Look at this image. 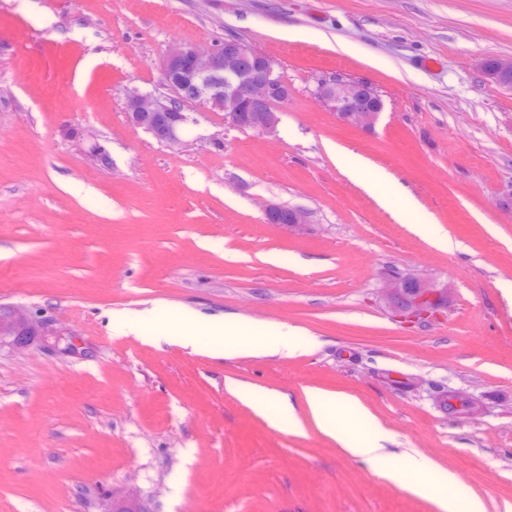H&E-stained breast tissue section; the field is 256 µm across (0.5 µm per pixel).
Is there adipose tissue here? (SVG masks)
<instances>
[{
	"label": "adipose tissue",
	"mask_w": 512,
	"mask_h": 512,
	"mask_svg": "<svg viewBox=\"0 0 512 512\" xmlns=\"http://www.w3.org/2000/svg\"><path fill=\"white\" fill-rule=\"evenodd\" d=\"M184 343L220 357L228 353L249 355L270 348L288 355L301 345L297 335L287 334L279 325L236 320L214 322L207 339L188 336ZM239 395L245 404L277 427L291 433L302 432V423L287 398L257 388L242 389ZM305 398L313 421L323 434L335 439L348 454L370 462L403 488L431 498L439 512H486L481 498L447 469L428 466L417 456L397 459L384 453L385 431L357 398L318 389L308 390Z\"/></svg>",
	"instance_id": "obj_1"
}]
</instances>
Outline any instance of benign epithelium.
<instances>
[{"label": "benign epithelium", "instance_id": "benign-epithelium-1", "mask_svg": "<svg viewBox=\"0 0 512 512\" xmlns=\"http://www.w3.org/2000/svg\"><path fill=\"white\" fill-rule=\"evenodd\" d=\"M485 74L497 85L512 89V58H498L494 65L483 64ZM162 72L167 96L134 90L127 94L125 116L134 129L151 134L175 149L191 145L192 127L198 123L193 112L208 104L224 112L226 123L242 132L273 134L281 121L275 111L288 102L292 90L276 72L274 60L249 48L236 38L203 52L190 43H174L163 58ZM318 100L336 117L356 128L373 127L384 109L383 100L371 85L329 74L316 81ZM269 224L300 229L312 223L309 211L298 207L269 204L265 208ZM450 286L422 273L391 272L382 281V300L396 317L408 323H422L448 306ZM31 326L38 332L45 324L25 310L0 306V335L14 337L19 347L28 345L22 330ZM100 512H149L138 501L114 497Z\"/></svg>", "mask_w": 512, "mask_h": 512}]
</instances>
